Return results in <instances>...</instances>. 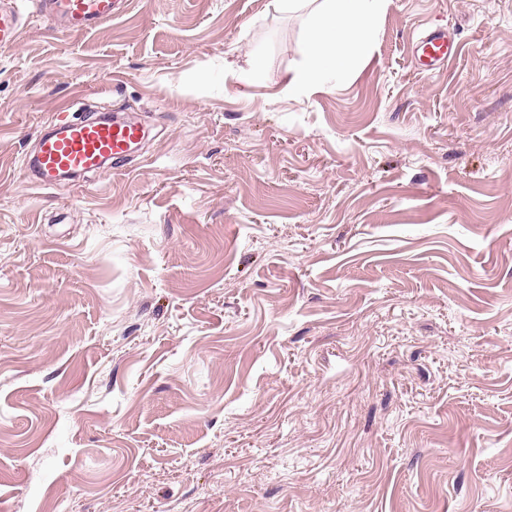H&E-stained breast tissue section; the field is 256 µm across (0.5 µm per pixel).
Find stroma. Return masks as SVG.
<instances>
[{
  "label": "stroma",
  "instance_id": "obj_1",
  "mask_svg": "<svg viewBox=\"0 0 512 512\" xmlns=\"http://www.w3.org/2000/svg\"><path fill=\"white\" fill-rule=\"evenodd\" d=\"M0 50V512H512V0H31ZM457 50L425 71L416 37ZM263 72L247 74L253 55ZM147 132L53 188L60 108ZM40 10L55 17L63 29L83 33L112 20L129 6L121 0H40ZM305 11L308 29L305 62L291 75L292 84L321 86L343 76L364 57L374 38V19L386 0H275Z\"/></svg>",
  "mask_w": 512,
  "mask_h": 512
}]
</instances>
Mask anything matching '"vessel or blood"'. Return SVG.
I'll use <instances>...</instances> for the list:
<instances>
[{
	"instance_id": "b4317fda",
	"label": "vessel or blood",
	"mask_w": 512,
	"mask_h": 512,
	"mask_svg": "<svg viewBox=\"0 0 512 512\" xmlns=\"http://www.w3.org/2000/svg\"><path fill=\"white\" fill-rule=\"evenodd\" d=\"M42 11L55 17L64 30L83 33L112 20L123 10L121 0H39ZM25 23L19 0H0V48H13ZM418 49L432 63L444 62L452 51L446 32L433 30L419 36ZM138 123L125 120L68 117L53 121L39 142L37 167L41 186L53 187L66 173H89L106 162L127 156L144 138Z\"/></svg>"
}]
</instances>
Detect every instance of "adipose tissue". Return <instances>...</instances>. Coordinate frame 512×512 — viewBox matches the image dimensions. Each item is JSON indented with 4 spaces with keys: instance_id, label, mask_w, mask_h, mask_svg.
Segmentation results:
<instances>
[{
    "instance_id": "adipose-tissue-1",
    "label": "adipose tissue",
    "mask_w": 512,
    "mask_h": 512,
    "mask_svg": "<svg viewBox=\"0 0 512 512\" xmlns=\"http://www.w3.org/2000/svg\"><path fill=\"white\" fill-rule=\"evenodd\" d=\"M280 7L304 10L308 29L305 62L291 83L321 86L343 76L364 57L374 38L373 22L386 0H278Z\"/></svg>"
}]
</instances>
